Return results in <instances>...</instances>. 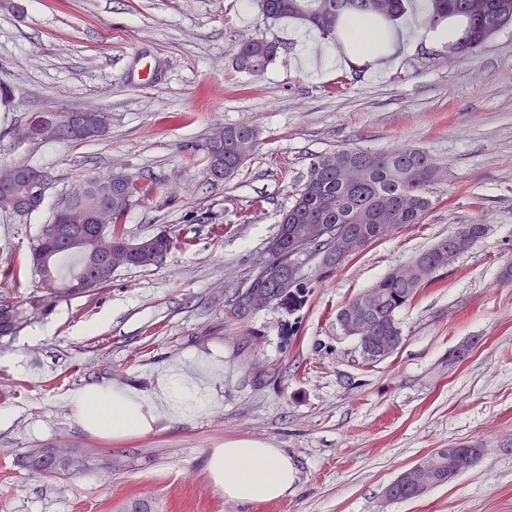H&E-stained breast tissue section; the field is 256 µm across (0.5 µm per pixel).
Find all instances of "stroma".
<instances>
[{
	"mask_svg": "<svg viewBox=\"0 0 512 512\" xmlns=\"http://www.w3.org/2000/svg\"><path fill=\"white\" fill-rule=\"evenodd\" d=\"M406 20L421 30L382 74L322 64L336 45L298 22L263 21L260 0H0V165L45 171L50 188L28 215L0 212V295L40 288L29 244L81 176L122 170L156 188L133 208L129 237L179 234L191 244L161 264L120 268L92 297L32 315L0 338V512H512V26L473 57L448 50L423 0ZM277 42L266 71L237 70L250 38ZM97 110L108 134L74 146L25 140L41 112ZM257 131L250 160L212 184L199 147L238 124ZM424 149L446 168L433 208L331 275L304 267L307 295L243 319L229 313L265 258L282 211L312 163L344 146ZM486 225L439 282L395 318L403 343L366 363L337 310L392 266L463 224ZM471 344L469 356L448 355ZM199 376L198 402L178 419L115 435L81 421L70 402L90 388L158 395L174 368ZM229 438L288 453V497L241 504L212 481L208 458ZM481 445L478 462L422 497L390 502L386 486L438 448ZM35 448L89 456L69 478H36L16 464Z\"/></svg>",
	"mask_w": 512,
	"mask_h": 512,
	"instance_id": "1",
	"label": "stroma"
}]
</instances>
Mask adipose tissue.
I'll use <instances>...</instances> for the list:
<instances>
[{
  "mask_svg": "<svg viewBox=\"0 0 512 512\" xmlns=\"http://www.w3.org/2000/svg\"><path fill=\"white\" fill-rule=\"evenodd\" d=\"M81 420L115 434H131L146 425L145 400H133L103 388L81 392L73 399ZM208 469L225 498L249 503L287 496L295 484L294 465L278 448L251 439H230L214 449Z\"/></svg>",
  "mask_w": 512,
  "mask_h": 512,
  "instance_id": "1",
  "label": "adipose tissue"
}]
</instances>
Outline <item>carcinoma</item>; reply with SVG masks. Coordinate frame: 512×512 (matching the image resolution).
Returning a JSON list of instances; mask_svg holds the SVG:
<instances>
[{
	"mask_svg": "<svg viewBox=\"0 0 512 512\" xmlns=\"http://www.w3.org/2000/svg\"><path fill=\"white\" fill-rule=\"evenodd\" d=\"M427 21L437 28L450 19L462 22L448 48L477 55L500 30L512 25V0H429ZM406 0H261L263 19L295 20L316 28L333 42L347 34V23L355 18L384 27L405 12ZM278 52L272 41L252 38L239 44L235 67L255 75L266 70ZM256 130L247 124L226 127L216 132L203 147L207 175L213 182L233 177L255 150ZM40 169L18 166L12 176L0 181V211L22 216L21 205L38 209L50 182L37 179ZM445 176L444 169L424 150L400 147L378 153L358 147H342L315 161L305 182L282 213L274 241L279 252L269 256L267 270L257 268L248 279L247 289L239 294L231 314H247L291 301L302 303L306 289L294 297L292 271L302 261L319 258L336 270L359 256L369 246L409 224H420L434 202L430 187ZM74 201L64 200L52 221L59 226L57 235L40 234L30 245L33 270L43 288L25 302L0 300V337L14 336L28 322L29 312L46 314L58 303L88 295L83 281L94 282L95 290L112 283L117 266L108 260L112 246L130 242L125 217L135 206L147 208L153 203L154 189L144 177L122 172L89 174ZM483 224H464L432 248L419 253L408 266H393L367 291L348 300L337 312L336 321L347 328H359L365 360L377 363L374 342L378 336H390L402 344L395 314L412 302L425 287L437 281L447 268L448 251L454 245L458 254L481 238ZM189 243V237L162 238L157 235L136 240L137 247L122 256V266L144 268L163 261L177 242ZM77 263L68 273L61 272L66 257ZM480 454L475 448L459 444L436 450L431 485L451 482L460 474V454ZM23 465L40 477H62L80 473L89 466L85 456L56 449L36 450L25 457ZM394 501H408L422 495L404 478L390 483Z\"/></svg>",
	"mask_w": 512,
	"mask_h": 512,
	"instance_id": "1",
	"label": "carcinoma"
}]
</instances>
